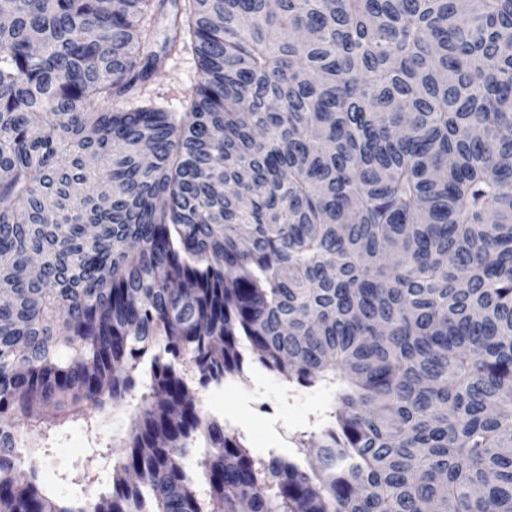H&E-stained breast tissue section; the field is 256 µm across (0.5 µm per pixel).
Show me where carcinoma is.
<instances>
[{
  "instance_id": "cac0c4a2",
  "label": "carcinoma",
  "mask_w": 512,
  "mask_h": 512,
  "mask_svg": "<svg viewBox=\"0 0 512 512\" xmlns=\"http://www.w3.org/2000/svg\"><path fill=\"white\" fill-rule=\"evenodd\" d=\"M163 2L0 0V512H512V0H188L158 52ZM186 34L187 110L118 107ZM250 354L336 396L292 457L180 368ZM136 392L109 491L23 469ZM171 15V9L167 7L163 11L154 12L153 16L147 20V29L150 30L154 45L157 49H160L163 44Z\"/></svg>"
}]
</instances>
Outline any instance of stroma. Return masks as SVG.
I'll list each match as a JSON object with an SVG mask.
<instances>
[{
  "label": "stroma",
  "instance_id": "1",
  "mask_svg": "<svg viewBox=\"0 0 512 512\" xmlns=\"http://www.w3.org/2000/svg\"><path fill=\"white\" fill-rule=\"evenodd\" d=\"M197 79V59L191 45L171 53L160 78L143 84L134 103L150 102L169 112L184 111ZM202 409L245 433L252 452L260 457L295 451L294 439L308 430L311 419L332 406V395L321 388L289 389L272 371L246 366L241 377L219 385L193 386ZM135 402L97 411L92 427L72 424L63 428L49 455L26 452L25 465L35 467L44 484L61 500L92 498L112 481L115 459L103 447L121 445L136 418ZM90 463L95 481L75 485L66 475L75 464Z\"/></svg>",
  "mask_w": 512,
  "mask_h": 512
}]
</instances>
